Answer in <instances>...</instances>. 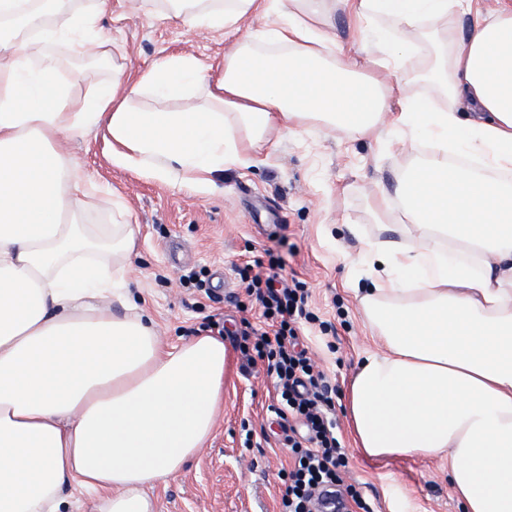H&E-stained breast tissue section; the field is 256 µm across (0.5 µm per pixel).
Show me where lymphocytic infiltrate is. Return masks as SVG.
I'll return each mask as SVG.
<instances>
[{
    "label": "lymphocytic infiltrate",
    "instance_id": "1",
    "mask_svg": "<svg viewBox=\"0 0 512 512\" xmlns=\"http://www.w3.org/2000/svg\"><path fill=\"white\" fill-rule=\"evenodd\" d=\"M281 271L280 260L272 258L262 270L242 273L244 290L258 303L264 324L248 326L240 350L255 353L288 415L300 424L288 437L293 457L281 489V512H310L322 494L335 493L346 461L333 432V390L299 347L301 324L310 317L309 291L299 280L280 283Z\"/></svg>",
    "mask_w": 512,
    "mask_h": 512
}]
</instances>
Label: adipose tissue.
Segmentation results:
<instances>
[{"label":"adipose tissue","instance_id":"obj_1","mask_svg":"<svg viewBox=\"0 0 512 512\" xmlns=\"http://www.w3.org/2000/svg\"><path fill=\"white\" fill-rule=\"evenodd\" d=\"M51 0H0V512H62L64 489L96 512H156L152 490L212 435L230 354L200 334L166 346L139 307L125 263L135 224H82L106 192L62 145L104 128L113 167L209 193L276 134L324 126L362 136L384 119L432 153L397 194L405 223L373 244L379 268L354 293L381 345L348 381L345 411L359 457H444L464 512H512V0H164L194 28L236 32L224 75L191 55L80 93L47 45L85 52L109 0L61 24ZM366 23L370 64L415 77L438 100L389 84L347 56L328 28L338 8ZM261 15L272 26L252 29ZM469 16L468 35L450 19ZM197 99L179 111L155 99Z\"/></svg>","mask_w":512,"mask_h":512}]
</instances>
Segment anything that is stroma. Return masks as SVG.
Instances as JSON below:
<instances>
[{"label": "stroma", "instance_id": "1", "mask_svg": "<svg viewBox=\"0 0 512 512\" xmlns=\"http://www.w3.org/2000/svg\"><path fill=\"white\" fill-rule=\"evenodd\" d=\"M97 29L101 41L128 51L134 68L191 54L209 65L211 80L223 76L227 37L189 28L154 0H112ZM49 50L80 91H94L110 77L105 64L84 63L66 42ZM66 150L123 200L130 223L140 227L126 275L161 341L179 344L208 327L230 350L215 431L184 469L154 489L157 512L280 510L290 461L277 416L280 402L270 377L245 373L236 347L241 320L260 321L239 271L273 255L285 278L306 282L310 290L311 321L303 340L337 389L335 434L346 459L344 484L371 512H461L446 463L415 456L356 458L342 410V391L357 363L378 348L352 287L372 273L369 244L397 236L394 225L375 222L374 199L383 197L389 210H397V184L415 158L427 155L426 147L403 150L389 124L372 138L327 129L287 135L264 145L249 166L226 169L222 190L212 194L173 189L112 167L100 130L76 138Z\"/></svg>", "mask_w": 512, "mask_h": 512}]
</instances>
